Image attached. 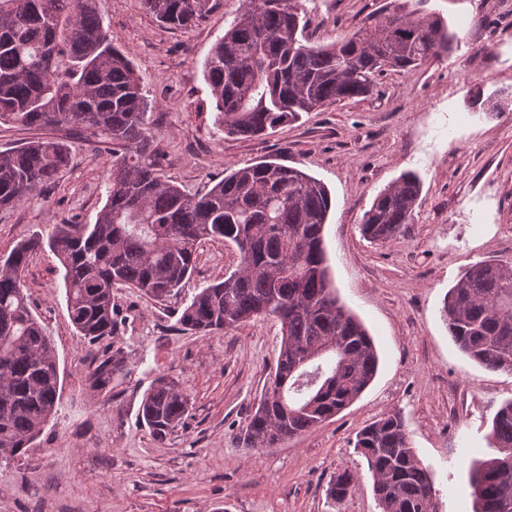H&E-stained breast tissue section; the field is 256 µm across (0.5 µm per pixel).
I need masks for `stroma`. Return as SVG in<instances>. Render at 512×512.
<instances>
[{"instance_id":"obj_1","label":"stroma","mask_w":512,"mask_h":512,"mask_svg":"<svg viewBox=\"0 0 512 512\" xmlns=\"http://www.w3.org/2000/svg\"><path fill=\"white\" fill-rule=\"evenodd\" d=\"M390 1L297 4L306 37L322 45L382 18ZM394 1L442 16L461 39L457 50L416 71L386 72L373 95L255 139L218 128L203 76L241 0H211L188 28L157 22L137 0H97L152 104L150 134L165 178L201 195L225 170L273 158L327 185L332 209L323 235L336 294L373 337L379 371L356 402L309 432L276 448L241 447L236 435L274 367L280 323L261 317L206 336L178 323L195 293L237 268L233 243H203L190 280L164 300L114 289L122 325L95 343L71 322L57 258L37 250L22 284L55 348L61 397L27 452L0 463V512H380L352 440L389 411L401 413L415 452L432 468L439 512H472L468 464L490 452L492 418L512 400V374L463 353L441 308L472 264L512 261V104L500 112L468 107L477 88L512 95V0ZM35 138L64 143L71 163L38 196L0 209V256L49 225L94 223L107 198L110 145L67 125L0 124V151ZM406 171L423 182L413 224L386 243L365 240L364 212ZM117 349L128 357V375L110 393L93 392L89 373ZM161 374L180 382L192 408L183 427L158 442L138 411ZM347 468L358 475L355 489L332 504L326 486Z\"/></svg>"}]
</instances>
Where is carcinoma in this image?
Masks as SVG:
<instances>
[{
  "mask_svg": "<svg viewBox=\"0 0 512 512\" xmlns=\"http://www.w3.org/2000/svg\"><path fill=\"white\" fill-rule=\"evenodd\" d=\"M209 2L139 0L176 28L194 24ZM301 21L292 0H242L204 61L225 134L267 136L304 112L366 97L386 70L446 59L459 41L439 16L398 7L329 45L309 44ZM469 105L497 109L481 89ZM149 111L141 78L112 45L96 0H0V124H70L112 145L108 196L95 223L51 224L47 236L21 240L0 265V462L24 454L58 410L55 350L21 283L30 253L43 244L64 269L72 324L91 342L117 331L113 288L167 297L192 275L203 242L236 245L238 268L196 293L179 323L205 335L258 317L280 322L275 366L237 435L245 448H276L310 431L352 405L377 374L374 340L340 303L330 275L327 186L297 167L264 160L190 195L161 174ZM70 161L66 146L42 138L0 151V209L36 195ZM422 188L416 173L401 174L365 212L362 236L382 244L400 235L414 221ZM441 317L470 358L512 373V262L469 267L449 288ZM126 373L128 361L115 350L91 372L89 387L108 392L112 378ZM189 410L185 389L161 375L145 393L139 418L164 441ZM489 445L494 453L469 468L474 512H512V401L494 415ZM354 448L366 461L381 512H438L430 468L412 448L400 413L363 426ZM354 486V473L345 469L329 481L326 496L341 503Z\"/></svg>",
  "mask_w": 512,
  "mask_h": 512,
  "instance_id": "cac0c4a2",
  "label": "carcinoma"
}]
</instances>
